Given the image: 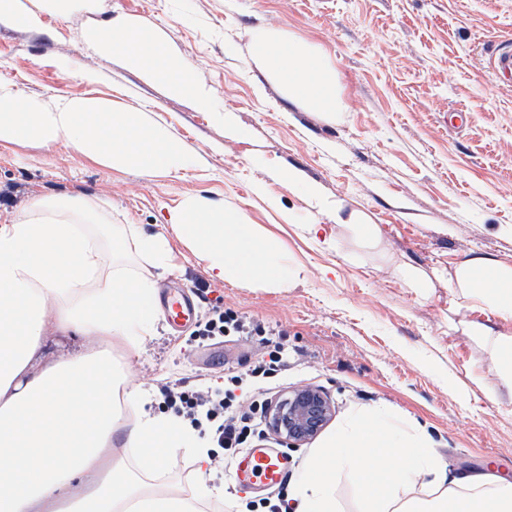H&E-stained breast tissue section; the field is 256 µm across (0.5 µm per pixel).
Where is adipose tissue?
Instances as JSON below:
<instances>
[{"label": "adipose tissue", "mask_w": 512, "mask_h": 512, "mask_svg": "<svg viewBox=\"0 0 512 512\" xmlns=\"http://www.w3.org/2000/svg\"><path fill=\"white\" fill-rule=\"evenodd\" d=\"M88 0H0V25L33 30L48 11L72 15ZM102 52L122 54L171 94L199 110L215 109L193 65L147 27L111 24L92 35ZM249 68L273 77L289 98L327 117L338 114L336 72L329 58L278 30L252 33ZM0 143L63 145L115 168L179 175L198 155L155 120L149 108L130 109L95 97H26L0 82ZM169 234L116 224L98 201L42 197L0 223V512H205L206 499L160 482L171 458L191 441L183 425L155 415L149 390L129 377L115 348L135 351L158 319L154 271L174 273L171 238L183 241L217 282L284 288L307 275L271 231L202 196L183 198L169 212ZM148 262L139 273L130 255ZM457 309L485 307L512 322V266L484 254L448 276ZM468 335L492 339L499 386L512 399V336L468 323ZM84 337L79 352L43 368L34 363L49 333ZM138 410L126 428L122 407ZM345 474L370 512H512V483L485 474L451 472L424 434L391 414H352L309 460L297 488L299 512H336L332 484ZM80 489H73V482ZM430 486L428 497L408 487Z\"/></svg>", "instance_id": "obj_1"}]
</instances>
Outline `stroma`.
Listing matches in <instances>:
<instances>
[{
    "label": "stroma",
    "instance_id": "stroma-1",
    "mask_svg": "<svg viewBox=\"0 0 512 512\" xmlns=\"http://www.w3.org/2000/svg\"><path fill=\"white\" fill-rule=\"evenodd\" d=\"M150 27L192 62L217 109L203 112L171 95L120 54L104 55L89 35L108 22ZM41 30L0 26V81L42 98L91 96L153 108L204 159L177 176L116 169L59 146L0 145V220L32 199L85 195L112 207L116 224L164 232L170 208L201 195L241 212L283 238L307 278L271 290L211 281L204 264L175 244L177 280L202 288L222 309L275 328L288 369L267 376L268 399L292 388L323 389L335 406L326 433L358 409L385 408L424 433L452 471L512 481V412L500 405L492 353L459 321L512 335V322L488 310L455 311L448 273L487 254L512 264V74L490 67L512 34V0H99L69 17L42 16ZM271 26L325 52L336 72V120L290 100L265 74L248 68L251 34ZM302 174L318 200L288 180ZM378 225L377 247L346 237L337 217ZM323 224L331 245L311 241L303 225ZM410 264L432 282L407 288ZM265 336L238 342L175 334L167 322L131 358V377L153 393L180 379L186 389L223 388L225 365L256 364ZM320 439L293 448L270 432L253 448L278 449L294 496ZM205 477L191 448L175 456L165 482L219 487L212 512H267L272 489L239 486L235 461L210 451Z\"/></svg>",
    "mask_w": 512,
    "mask_h": 512
}]
</instances>
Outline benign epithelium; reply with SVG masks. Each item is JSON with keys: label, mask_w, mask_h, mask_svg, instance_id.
Here are the masks:
<instances>
[{"label": "benign epithelium", "mask_w": 512, "mask_h": 512, "mask_svg": "<svg viewBox=\"0 0 512 512\" xmlns=\"http://www.w3.org/2000/svg\"><path fill=\"white\" fill-rule=\"evenodd\" d=\"M332 413L331 401L322 390L304 386L271 405L269 423L287 445L298 446L314 438Z\"/></svg>", "instance_id": "obj_1"}]
</instances>
